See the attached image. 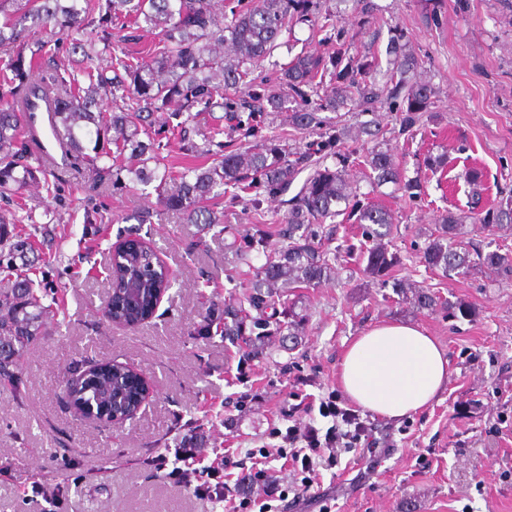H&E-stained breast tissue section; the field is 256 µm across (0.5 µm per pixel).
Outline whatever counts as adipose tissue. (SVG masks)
I'll list each match as a JSON object with an SVG mask.
<instances>
[{
	"mask_svg": "<svg viewBox=\"0 0 512 512\" xmlns=\"http://www.w3.org/2000/svg\"><path fill=\"white\" fill-rule=\"evenodd\" d=\"M450 374V362L432 336L391 321L353 340L340 360L339 379L356 406L400 419L431 405Z\"/></svg>",
	"mask_w": 512,
	"mask_h": 512,
	"instance_id": "ef3b65f1",
	"label": "adipose tissue"
}]
</instances>
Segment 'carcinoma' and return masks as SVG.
<instances>
[{
	"mask_svg": "<svg viewBox=\"0 0 512 512\" xmlns=\"http://www.w3.org/2000/svg\"><path fill=\"white\" fill-rule=\"evenodd\" d=\"M0 16V44L13 47L0 66V194L16 195L32 185L48 196L55 194L52 171L30 162L37 143L32 103L46 102L53 106V138L69 163L112 173L116 187L127 180L157 182L160 203L180 213L186 224L208 228L221 223L218 205L229 189L231 200L256 212L264 199L286 195L297 177L308 172L299 191L286 200L290 243L266 257L258 272L255 287L267 289L269 295L284 285L310 287L331 278L329 258L312 241L311 226L334 219L342 202L348 219L361 226L362 236L376 240L363 252L365 271L385 283L389 272L402 264L398 253L382 242L390 234L389 214L351 198L344 166L353 152L344 145L343 129L323 128L319 113L334 112L360 93L368 104L405 103L402 133L412 132L418 113L430 104L431 89L408 84L402 76L408 61L400 63L401 77L389 75L379 85L375 64L351 57L345 43L338 41L331 53L303 52L285 64L279 76L287 89L284 94L258 92L248 80L253 66L271 55L290 24L334 27L332 14L323 11L320 0H236L228 13L214 0H0ZM142 26L161 35L149 55L123 50L115 54L114 32ZM50 45L65 53L70 67L46 64ZM104 53L109 54V65L94 64ZM216 108L224 115L203 129L187 126L184 115ZM268 108L290 112L293 126L311 131L317 139L301 150L271 136L243 150L224 152L225 129L253 136ZM226 121L231 126L224 127ZM194 134L215 158L171 177L161 168L164 143L175 138L183 150L195 153L199 147ZM329 159L338 165H328ZM151 161L152 170L147 167ZM365 162L373 179L396 184L412 199L421 197V180H402L390 151L373 147ZM470 219L484 231L512 223V195L484 212L472 209ZM463 223L464 217L453 212L440 220V230L421 256L425 266L448 276L469 267L484 268L496 277L512 276V255L467 248L461 240ZM265 238L258 227L239 242L237 251L258 252ZM38 250L15 213H0V274L19 268L18 262H28ZM117 255L119 275L112 282V306H104V315L115 323L132 315L144 320L158 303L163 267L152 265L136 239L127 241ZM246 304L260 309L268 301L258 291L230 306L226 314L232 316V325L224 326L223 335L253 334L270 326L266 319L248 321ZM51 313L52 305L43 303L29 279L0 289V387L10 388L17 399L24 355L47 334ZM125 370L114 364L83 383L74 382L67 389L70 403L121 412L137 405L135 389L119 383Z\"/></svg>",
	"mask_w": 512,
	"mask_h": 512,
	"instance_id": "obj_1",
	"label": "carcinoma"
}]
</instances>
